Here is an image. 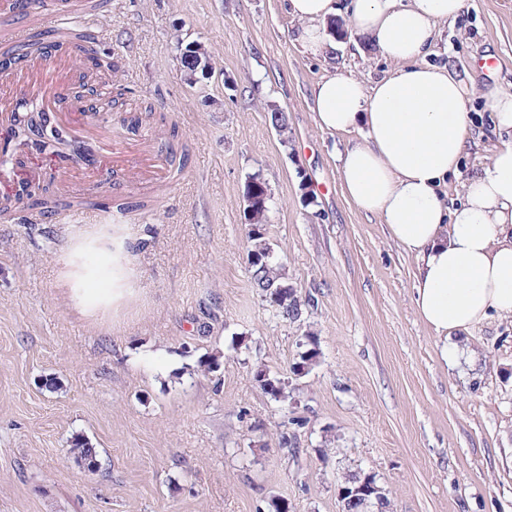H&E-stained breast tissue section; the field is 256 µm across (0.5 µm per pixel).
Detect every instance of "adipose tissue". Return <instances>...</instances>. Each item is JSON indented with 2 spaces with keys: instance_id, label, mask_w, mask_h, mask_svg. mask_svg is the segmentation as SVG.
<instances>
[{
  "instance_id": "adipose-tissue-1",
  "label": "adipose tissue",
  "mask_w": 512,
  "mask_h": 512,
  "mask_svg": "<svg viewBox=\"0 0 512 512\" xmlns=\"http://www.w3.org/2000/svg\"><path fill=\"white\" fill-rule=\"evenodd\" d=\"M466 0H349V22L397 66L367 85L347 76L319 82L316 123L328 132L362 129L339 155L349 198L377 215L390 237L415 255L416 310L435 336L467 333L490 315L512 316V93L480 90L454 70L423 64L439 24L455 20ZM297 40L322 55L334 0H289ZM489 98L506 132L463 184L465 201L447 209L441 188L457 175L470 145V96Z\"/></svg>"
}]
</instances>
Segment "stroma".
<instances>
[{
	"instance_id": "35a3bbf8",
	"label": "stroma",
	"mask_w": 512,
	"mask_h": 512,
	"mask_svg": "<svg viewBox=\"0 0 512 512\" xmlns=\"http://www.w3.org/2000/svg\"><path fill=\"white\" fill-rule=\"evenodd\" d=\"M296 25L287 0H112L97 49L118 68L87 83V102L111 112L122 155L147 135L168 148L126 113H167L189 161L153 181L76 183L99 209L148 204L118 227L133 296L109 314L67 293L73 249L98 225L31 224L23 206L0 222V512H340L338 483L360 470L389 512H512V317L475 327L446 364L415 308V257L343 191L338 153L360 131L320 130L312 110L323 79L369 84L393 65L357 35L311 56ZM181 42L211 56L198 83ZM425 61L512 92V0H466ZM255 175L266 237L307 301L295 323L249 272ZM309 331L318 357L299 374ZM260 369L288 379L297 424ZM78 435L96 470L69 455Z\"/></svg>"
}]
</instances>
